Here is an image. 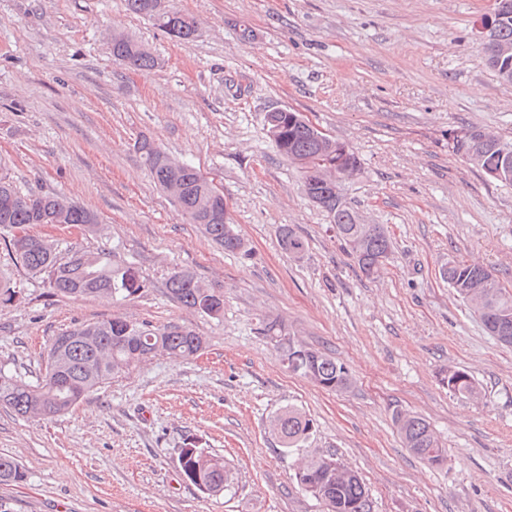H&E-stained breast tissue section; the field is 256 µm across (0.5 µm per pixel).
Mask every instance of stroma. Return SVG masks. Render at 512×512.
<instances>
[{
    "mask_svg": "<svg viewBox=\"0 0 512 512\" xmlns=\"http://www.w3.org/2000/svg\"><path fill=\"white\" fill-rule=\"evenodd\" d=\"M195 17L190 42L127 11L124 0H0V171L34 192L96 212L81 229L30 234L69 250L111 252L146 282L130 297L60 298L0 239V368L36 381L53 336L120 317L202 336L201 356L159 354L114 376L61 416L0 409V454L28 478L0 485L12 512H326L300 489L296 462L333 453L364 482L373 512H512V346L440 278L442 264L483 265L512 288V185L451 149L476 128L512 143V84L485 65L476 32L492 0H174ZM250 29L242 37V29ZM133 36L158 59L134 72L109 50ZM306 116L354 152L343 195L381 224L394 253L370 279L305 196L264 116ZM149 138L223 187L248 255L217 249L156 187L134 144ZM309 244L285 253L280 225ZM188 268L224 290L215 320L174 300ZM277 321L336 358V392L296 376L260 333ZM466 370L479 394L442 383ZM294 406L313 422L304 447L281 448L270 419ZM427 420L447 460L403 447L395 412ZM223 457L218 495L184 479L187 443Z\"/></svg>",
    "mask_w": 512,
    "mask_h": 512,
    "instance_id": "35a3bbf8",
    "label": "stroma"
}]
</instances>
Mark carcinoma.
<instances>
[{"label": "carcinoma", "instance_id": "carcinoma-1", "mask_svg": "<svg viewBox=\"0 0 512 512\" xmlns=\"http://www.w3.org/2000/svg\"><path fill=\"white\" fill-rule=\"evenodd\" d=\"M127 10L146 18L170 37L180 41L196 38L195 19L170 4V0H125ZM501 8L493 17L487 39L479 42L486 65L500 80L512 84V59L505 60L495 53L499 41L512 42V0H500ZM112 56L133 71L156 67L157 60L134 38L116 34L110 42ZM269 138L278 152L302 169L304 190L310 200L321 201L322 208L336 227V236L349 249L361 272L367 277L378 275L385 263L375 266L372 260L388 256L393 241L382 224H363L357 210L344 197H336L322 181V171L336 161V150L322 147L314 138L305 117L294 111L276 112L266 121ZM481 131L469 129L452 138V151L470 160ZM153 180L165 187L168 173L163 164V151L150 140L137 142ZM512 166V144L496 139L480 150L477 165L488 178ZM183 191L176 204L190 224L200 225L206 235L228 253H246L243 238L234 228L232 218L224 216V196H215L216 187L202 179V173L188 164L182 174ZM24 197L28 202L15 207L0 205V228L9 232V248L15 260L26 271L43 277L53 294L63 297L137 294L145 287L134 269L125 266L106 252H71L67 259L58 258L51 247L37 242L29 234L32 224H59L84 227L99 223L91 210L71 201L67 208L59 206L61 195L31 194L18 187L10 176L0 173V196ZM281 249L295 259L308 251V244L293 228L283 224L279 231ZM440 277L477 316L487 333L505 345H512V292L484 266L466 261H450L441 266ZM166 288L183 307L219 319L224 315V290L203 285L189 269H174L166 280ZM482 294L481 302H472L470 294ZM90 329H99L100 340L95 350L74 341L63 354L66 363L54 364L59 343L68 336H79ZM262 334L274 342L281 352L288 371L307 378L318 386L334 391L347 389L351 379L346 367L328 353L308 348L291 336L282 334L275 322H265ZM204 348V339L194 330L178 325L153 327L122 318L78 325L55 336L49 346L43 377L35 382L0 368V407L22 417H54L73 409L91 392L102 387L112 376L129 370L135 364L165 353L175 358L192 357ZM442 383L455 394L475 396L478 388L464 370H450ZM394 422L403 447L431 466H440L445 455L440 440L430 424L416 416L397 412ZM312 421L299 409L288 406L270 420V430L284 448H299L312 433ZM338 463L332 454H308L295 472L297 484L308 478L311 484L324 480L325 470ZM181 469L192 473L191 483L205 492L227 488L234 481V471L224 459L196 449ZM27 481V473L12 457L0 455V484L19 485ZM327 512H372V501L362 480L348 467H343L330 484L322 499Z\"/></svg>", "mask_w": 512, "mask_h": 512}]
</instances>
